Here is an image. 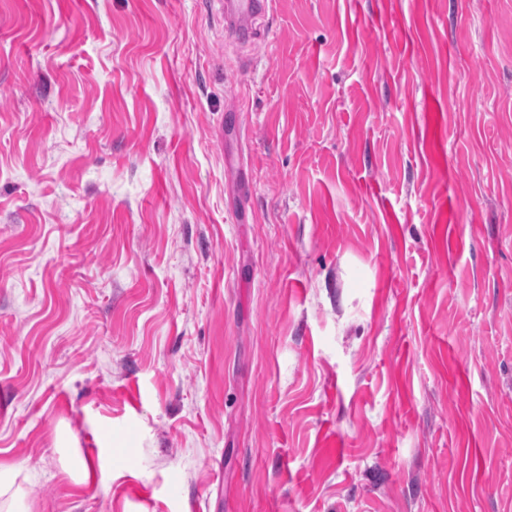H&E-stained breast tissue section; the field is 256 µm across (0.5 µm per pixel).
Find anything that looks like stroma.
Segmentation results:
<instances>
[{"instance_id":"stroma-1","label":"stroma","mask_w":512,"mask_h":512,"mask_svg":"<svg viewBox=\"0 0 512 512\" xmlns=\"http://www.w3.org/2000/svg\"><path fill=\"white\" fill-rule=\"evenodd\" d=\"M263 25L0 0V485L512 512V0Z\"/></svg>"}]
</instances>
